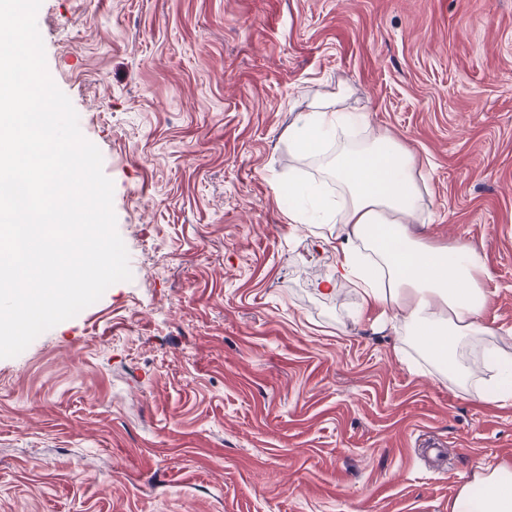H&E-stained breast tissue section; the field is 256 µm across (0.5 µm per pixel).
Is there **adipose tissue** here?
Listing matches in <instances>:
<instances>
[{
  "instance_id": "1",
  "label": "adipose tissue",
  "mask_w": 512,
  "mask_h": 512,
  "mask_svg": "<svg viewBox=\"0 0 512 512\" xmlns=\"http://www.w3.org/2000/svg\"><path fill=\"white\" fill-rule=\"evenodd\" d=\"M346 98L341 90L317 97L289 134L299 159L318 162L323 179L289 184L288 221L335 225V236L319 237L336 254L334 277L352 283L364 307L393 312L400 330L428 357L456 367L460 348L488 333L484 257L469 243L432 244L413 234L409 222L422 200L416 159L387 130L364 142L338 143L339 130L367 121L365 113L344 108ZM329 142L336 148L323 154ZM327 181L335 183L336 194L324 193ZM484 358L495 375L481 399L512 397V353L492 348ZM449 510L512 512V466H478Z\"/></svg>"
}]
</instances>
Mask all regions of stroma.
<instances>
[{"instance_id":"obj_1","label":"stroma","mask_w":512,"mask_h":512,"mask_svg":"<svg viewBox=\"0 0 512 512\" xmlns=\"http://www.w3.org/2000/svg\"><path fill=\"white\" fill-rule=\"evenodd\" d=\"M47 69L103 157L131 280L0 359V512H448L512 465L478 399L289 223L315 95L417 159L414 224L484 254L472 362L512 351V0H42Z\"/></svg>"}]
</instances>
